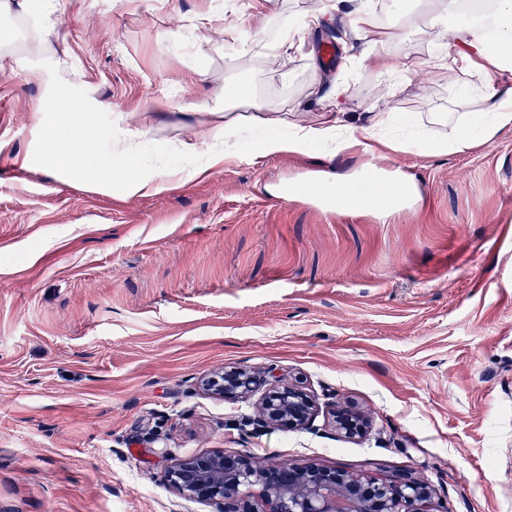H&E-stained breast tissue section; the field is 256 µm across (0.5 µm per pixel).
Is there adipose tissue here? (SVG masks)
Instances as JSON below:
<instances>
[{"instance_id": "ef3b65f1", "label": "adipose tissue", "mask_w": 512, "mask_h": 512, "mask_svg": "<svg viewBox=\"0 0 512 512\" xmlns=\"http://www.w3.org/2000/svg\"><path fill=\"white\" fill-rule=\"evenodd\" d=\"M345 0H328L325 12L335 13L338 21L347 22L350 29L363 35L376 54L380 75L392 77L414 72L416 59L399 58L387 51L390 33L377 30L373 10L361 5L354 11L343 12ZM495 23L493 33H486L479 23L455 25L447 18L454 11L453 0H434L427 16L428 27H441L443 54L441 64L449 74H462L469 79L483 80L490 74L500 78L498 85L486 92L484 108L472 112L464 122L444 136L422 135L424 150L443 154L470 147L475 141H488L501 130L512 129V0H494ZM248 116H240L232 105L208 107L215 121L210 128L213 149L210 165L224 162L238 145L245 130L260 129L266 136L261 150L266 154L284 151H304L309 147L329 143L334 153L340 154L358 146L354 129L343 123L340 113H325L314 125L295 127L288 136L281 135L286 127L285 118L266 105L256 95L246 97ZM93 108L84 97L54 89L45 94L36 108L39 123L45 124L46 141L34 154L22 157L21 163L29 168L52 171L73 170L77 175L94 172L106 176L107 186L117 187L130 196H148L166 189L175 173L134 167L131 162H117L111 153L94 157L85 156L81 133L93 132ZM365 183H357L338 173H326L324 181L336 200L357 202L367 208L389 207L398 203L407 193L406 183L398 177L381 178L374 167H366Z\"/></svg>"}]
</instances>
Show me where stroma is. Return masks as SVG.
I'll use <instances>...</instances> for the list:
<instances>
[{
    "label": "stroma",
    "instance_id": "1",
    "mask_svg": "<svg viewBox=\"0 0 512 512\" xmlns=\"http://www.w3.org/2000/svg\"><path fill=\"white\" fill-rule=\"evenodd\" d=\"M247 3L59 0L44 37L31 18L13 24L0 56V512H211L165 474L216 451L364 477L412 469L446 512H512V129L445 155L414 141L483 101L440 65L441 30L422 31L401 0H373L376 24L397 34L389 51L420 62L393 86L336 22L306 51L270 54L325 0H273L245 53L225 50L223 17ZM327 43L350 65L326 61ZM52 83L100 101L88 153L107 151L125 116L138 160L180 177L140 197L94 173L22 168ZM338 83L348 95L336 101ZM234 87L297 125L342 112L360 128L370 107L396 112L384 134L404 146L267 155L251 133L207 167L208 118L186 106ZM163 96L177 109L153 108ZM368 163L404 175L401 207L354 209L302 186ZM227 367L300 381L323 409L353 402L372 427L350 440L243 426L256 398L199 384Z\"/></svg>",
    "mask_w": 512,
    "mask_h": 512
}]
</instances>
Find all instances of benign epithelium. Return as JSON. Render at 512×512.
<instances>
[{"label": "benign epithelium", "instance_id": "7a95c632", "mask_svg": "<svg viewBox=\"0 0 512 512\" xmlns=\"http://www.w3.org/2000/svg\"><path fill=\"white\" fill-rule=\"evenodd\" d=\"M269 386L258 422L303 429L313 424L316 405L297 384L270 381V373L235 368L204 380L224 399H239ZM336 431L347 438L364 433L368 418L353 405L331 412ZM166 481L178 493L216 507L215 512H433L434 489L414 471L366 479L340 466L313 462L262 465L248 455L203 453L176 461Z\"/></svg>", "mask_w": 512, "mask_h": 512}]
</instances>
